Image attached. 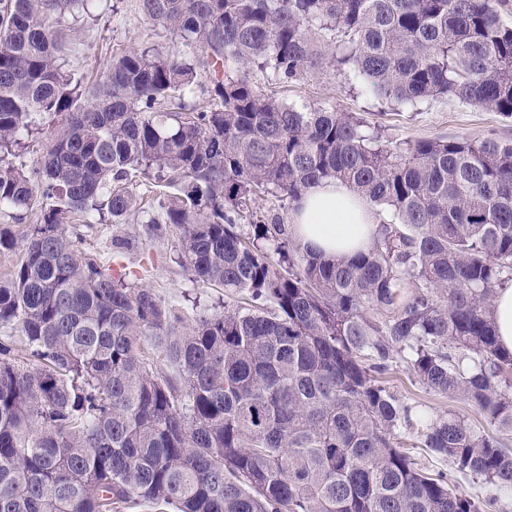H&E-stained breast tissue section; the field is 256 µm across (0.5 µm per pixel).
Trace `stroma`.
Masks as SVG:
<instances>
[{
    "label": "stroma",
    "mask_w": 512,
    "mask_h": 512,
    "mask_svg": "<svg viewBox=\"0 0 512 512\" xmlns=\"http://www.w3.org/2000/svg\"><path fill=\"white\" fill-rule=\"evenodd\" d=\"M79 38L71 47L68 61L75 78L92 82L114 54L157 42L160 51H173L171 42L156 40L152 26L142 17L136 0H96L93 18L77 22ZM251 80L267 94L298 109L327 106L351 112L369 126L381 129L386 139L403 142L417 139L465 136L473 140L495 138L512 142V118L489 112L449 96L427 100L417 106H400L366 89L352 71L334 67L329 59L309 68L298 80L275 83L259 71ZM155 213L145 205L135 225L139 236L130 249L113 247L115 224L106 222L84 229L83 246L96 252L109 269L145 266L143 281L165 303L179 309L185 321L224 308V291L204 288L192 281L178 263L180 232L170 229L166 237L153 240L144 235L146 221ZM391 392L417 412L436 416L447 412V398L425 390L415 382L407 364L397 361L386 378Z\"/></svg>",
    "instance_id": "stroma-1"
}]
</instances>
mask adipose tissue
<instances>
[{"label": "adipose tissue", "instance_id": "ef3b65f1", "mask_svg": "<svg viewBox=\"0 0 512 512\" xmlns=\"http://www.w3.org/2000/svg\"><path fill=\"white\" fill-rule=\"evenodd\" d=\"M380 223L377 210L344 183L311 185L290 215L291 234L308 249L350 256L369 247Z\"/></svg>", "mask_w": 512, "mask_h": 512}]
</instances>
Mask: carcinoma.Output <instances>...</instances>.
<instances>
[{"label": "carcinoma", "mask_w": 512, "mask_h": 512, "mask_svg": "<svg viewBox=\"0 0 512 512\" xmlns=\"http://www.w3.org/2000/svg\"><path fill=\"white\" fill-rule=\"evenodd\" d=\"M92 2L0 0V214L25 225L20 247L0 228V253L21 252L0 328L24 347L0 336V512H487L512 493V351L493 315L512 285V143L391 146L248 75L295 80L334 32L333 65L381 98L511 118L509 0H137L185 50L133 48L87 86L68 70V18ZM38 115L49 141L28 168L16 150ZM135 178L158 211L147 234L179 229L182 268L224 288V311L186 324L81 246L74 223L135 214ZM323 179L393 215L355 256L288 232ZM397 358L483 425L400 401L381 380ZM411 428L485 496L422 468L399 443Z\"/></svg>", "instance_id": "obj_1"}]
</instances>
